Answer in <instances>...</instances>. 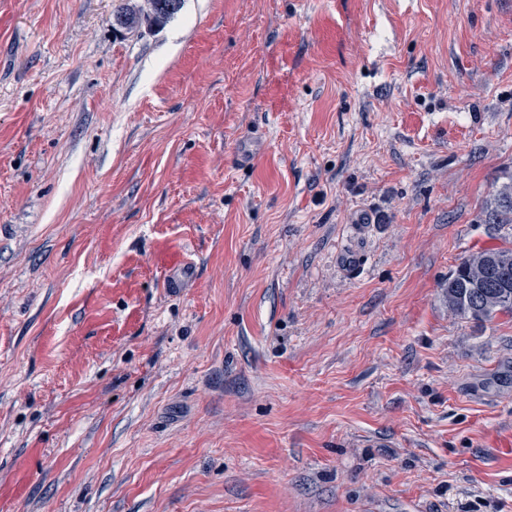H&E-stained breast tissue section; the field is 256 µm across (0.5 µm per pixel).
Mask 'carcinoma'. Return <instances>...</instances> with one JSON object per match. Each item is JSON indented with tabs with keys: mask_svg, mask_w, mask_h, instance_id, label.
Here are the masks:
<instances>
[{
	"mask_svg": "<svg viewBox=\"0 0 512 512\" xmlns=\"http://www.w3.org/2000/svg\"><path fill=\"white\" fill-rule=\"evenodd\" d=\"M164 0H145L116 13L124 28L159 27L173 14L162 6ZM490 224H512V186L500 191L488 212ZM448 310L463 318L483 321L498 313L512 314V249L483 250L461 259L448 274L444 289Z\"/></svg>",
	"mask_w": 512,
	"mask_h": 512,
	"instance_id": "carcinoma-1",
	"label": "carcinoma"
}]
</instances>
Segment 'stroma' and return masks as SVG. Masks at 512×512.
<instances>
[{
	"label": "stroma",
	"mask_w": 512,
	"mask_h": 512,
	"mask_svg": "<svg viewBox=\"0 0 512 512\" xmlns=\"http://www.w3.org/2000/svg\"><path fill=\"white\" fill-rule=\"evenodd\" d=\"M137 2L0 0V512H512V0ZM145 5L131 6L123 8L115 14V17L123 18L124 28L132 30L138 29L143 25L159 27L172 18L177 12L170 13L161 5L164 0H146ZM114 17V18H115ZM494 204V207L488 212L487 222L490 224H512V186H507L500 191ZM507 270V280L501 278ZM448 310L463 319L483 321L497 313L512 314V249L464 256L448 274L444 289Z\"/></svg>",
	"instance_id": "1"
}]
</instances>
